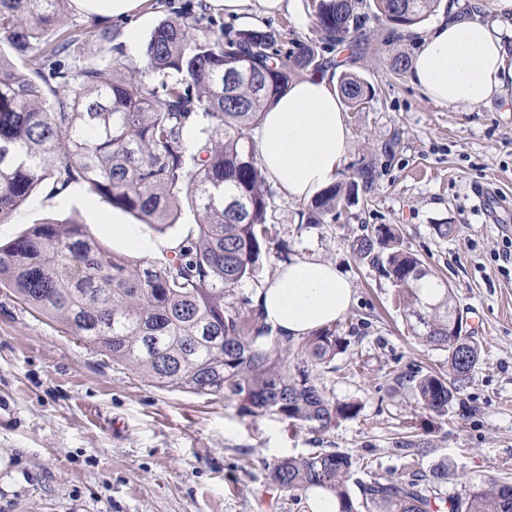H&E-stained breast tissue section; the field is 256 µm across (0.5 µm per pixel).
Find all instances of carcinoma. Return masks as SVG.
Wrapping results in <instances>:
<instances>
[{"label":"carcinoma","instance_id":"cac0c4a2","mask_svg":"<svg viewBox=\"0 0 512 512\" xmlns=\"http://www.w3.org/2000/svg\"><path fill=\"white\" fill-rule=\"evenodd\" d=\"M439 2L373 0L367 11L363 0H309L308 9L322 43L350 40L359 48L369 20L386 21L395 39ZM69 3L0 0V44L10 49L0 52V224L40 188L54 195L73 185L145 224L169 226L185 204L196 223L178 249L137 259L112 251L75 220L32 224L0 244V288L157 387L240 401L254 414L312 431L357 417L360 404L335 401L315 374L347 349L337 329L306 337L296 350L276 340L260 345L270 330L259 313L230 301L273 243L271 192L251 132L294 78L326 66L320 48L300 40L283 56L278 31L226 28L206 16L203 3L185 0L151 32L137 79L126 76L132 62L110 25H90L94 52L77 51L72 36L43 41ZM339 88L354 109L368 99L356 74L342 73ZM375 179L374 168H358L348 184L311 201L306 223H327ZM354 252L398 288L415 335L448 352V373L417 369L396 383L412 385L426 413L466 407L460 393L481 346L455 328L464 314L452 306L448 281L436 279L435 301L423 302L415 285L430 271L385 224L360 235ZM429 447L414 430L392 441L405 458ZM354 471L349 453L320 450L276 461L269 478L297 500L326 491L338 512H512L507 480H469L462 492L443 495L445 462L399 474L367 471L355 479V494L348 486Z\"/></svg>","mask_w":512,"mask_h":512}]
</instances>
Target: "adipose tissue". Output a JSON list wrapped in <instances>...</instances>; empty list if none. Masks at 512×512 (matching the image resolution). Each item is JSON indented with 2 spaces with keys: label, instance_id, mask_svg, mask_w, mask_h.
Listing matches in <instances>:
<instances>
[{
  "label": "adipose tissue",
  "instance_id": "ef3b65f1",
  "mask_svg": "<svg viewBox=\"0 0 512 512\" xmlns=\"http://www.w3.org/2000/svg\"><path fill=\"white\" fill-rule=\"evenodd\" d=\"M225 16L251 23L294 8L295 0H207ZM483 0L468 13L449 8L417 39L409 82L439 105L472 108L503 95L512 53L501 33L512 24V0ZM331 67L292 82L264 113L255 149L267 179L289 198L312 200L334 184L350 149V129L330 78ZM354 302L349 280L326 260L297 257L260 288L262 322L283 339L298 340L339 320Z\"/></svg>",
  "mask_w": 512,
  "mask_h": 512
}]
</instances>
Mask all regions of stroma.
Instances as JSON below:
<instances>
[{"label": "stroma", "mask_w": 512, "mask_h": 512, "mask_svg": "<svg viewBox=\"0 0 512 512\" xmlns=\"http://www.w3.org/2000/svg\"><path fill=\"white\" fill-rule=\"evenodd\" d=\"M307 5L297 0L292 12L266 20L281 35V52L318 39ZM367 37L348 70L371 96L346 111L351 147L338 180L370 165L375 182L326 224L303 223L306 203L274 192L269 218L287 251L270 253L235 293L252 299L296 256L333 262L354 302L336 323L348 348L318 381L336 401L360 402L361 414L315 432L250 415L238 401L158 388L0 288V394L22 418L17 430L0 433V512H311L308 500L270 481V465L326 448L349 453L358 467L398 474L407 460L390 442L409 426L432 442L423 465L447 461L449 494L470 478L512 481V265L500 257L512 238V90L469 109L435 104L390 70L395 55H413L412 37L388 40L386 23L374 20ZM479 187L489 193L486 214ZM47 219L77 220L113 251L136 253L112 233L132 216L79 185L53 197L34 193L0 224V241ZM379 224L396 228L404 247L448 280L482 346L462 393L466 410L432 417L410 389L394 387V377L416 365L447 370L448 357L414 337L397 289L354 255V239ZM437 224L454 225V234L439 239Z\"/></svg>", "instance_id": "stroma-1"}]
</instances>
